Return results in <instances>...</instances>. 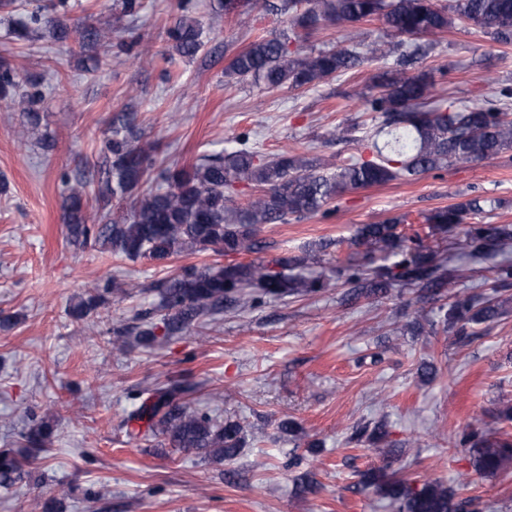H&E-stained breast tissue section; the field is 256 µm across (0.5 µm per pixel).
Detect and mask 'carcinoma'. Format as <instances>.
<instances>
[{
  "label": "carcinoma",
  "instance_id": "obj_1",
  "mask_svg": "<svg viewBox=\"0 0 512 512\" xmlns=\"http://www.w3.org/2000/svg\"><path fill=\"white\" fill-rule=\"evenodd\" d=\"M26 17L12 28L17 41H31L41 33L64 43L70 35L81 41L111 40L104 29L81 31L70 23L68 0H28ZM288 16V31L261 35L235 54L225 74L268 90H298L346 75L364 64L378 65L359 93L364 111L374 113L372 127L363 139L371 156L353 157L337 164L317 157L283 151L263 158L250 144V135L237 139V147L222 155L205 156L189 167L164 165L151 147L138 143L132 114L112 117L104 141V157L110 161L105 180L97 185L95 200L105 205L128 200L126 215L102 224L89 223L87 181L74 177L63 204V221L69 241L93 242L129 260L149 259L165 263L182 254L213 251L237 256L261 251L258 238L265 224H286L321 212L336 196L354 189L394 180L411 181L451 164L483 162L512 147V86L472 106L458 107L452 100L436 99L427 74H410L408 67L426 55L417 45L392 59L393 50L383 39L370 38L356 25L381 18L391 35L408 40L434 38L460 20L480 30L494 42L512 41V0H281ZM324 25L347 30L348 45L339 49L305 51L303 38ZM172 49L193 57L202 45V32L192 20L182 18L167 30ZM21 99L23 121L38 127L41 83L21 75L0 58V100ZM254 192L240 203V183ZM480 210L476 200L436 209L422 216L431 233L462 230L463 254L440 253L418 232L406 233L408 223L396 216L376 224H361L352 239L359 257L351 256L336 267V277L348 288L352 300L370 298L390 288L415 290L421 303L438 304L443 328L465 340L472 325L491 323L505 312L508 300L489 297L458 284L469 278L466 260L487 264L492 287H512V260L502 258L512 244V224H468L467 215ZM320 247L307 245L302 253L277 256L266 263L234 262L227 265L190 266L151 288L157 293L161 318L136 314V324L120 319L112 324V347L123 351L126 337L134 336L149 347L158 337L193 331L203 318L232 305L242 311L266 299H285L315 294L326 287L310 272ZM382 255L378 264L375 253ZM129 285L112 278L97 283L69 308L78 320L128 294ZM194 385L169 380L139 391L140 403L125 419L132 439L149 441L164 437L172 448L193 449L219 461L234 459L243 445L240 423L218 421L209 412L192 407ZM52 426L42 421L22 436L24 447L46 452ZM387 436L382 423L374 425L369 441L383 457L390 450L380 446ZM455 447L466 448L475 470L487 476L512 467V439L487 438L463 432ZM26 454L0 448V486L10 487L31 477ZM362 484L374 486L396 505L398 512H479L474 500H455L456 490L436 480L414 485L393 479L380 469L362 474Z\"/></svg>",
  "mask_w": 512,
  "mask_h": 512
}]
</instances>
